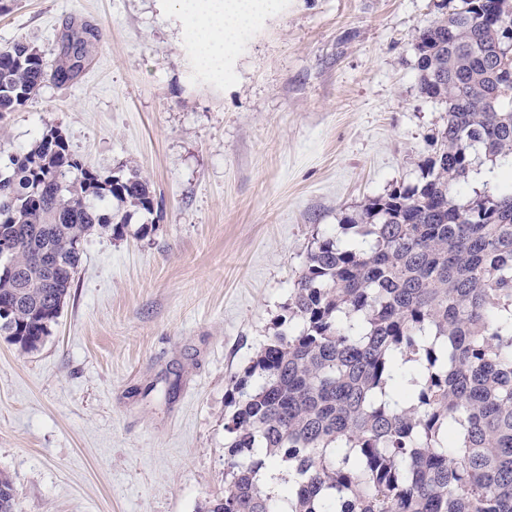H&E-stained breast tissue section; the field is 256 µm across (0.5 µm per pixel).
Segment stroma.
<instances>
[{
  "label": "stroma",
  "mask_w": 512,
  "mask_h": 512,
  "mask_svg": "<svg viewBox=\"0 0 512 512\" xmlns=\"http://www.w3.org/2000/svg\"><path fill=\"white\" fill-rule=\"evenodd\" d=\"M439 2L279 0L219 79L163 0L0 13V46L26 41L50 66L67 25L99 31L77 81L45 83L0 120V144L57 126L86 168L137 173L158 204L85 242L39 349L0 335L15 512H198L223 496L230 380L281 330L317 237L414 185L443 126L413 40Z\"/></svg>",
  "instance_id": "1"
}]
</instances>
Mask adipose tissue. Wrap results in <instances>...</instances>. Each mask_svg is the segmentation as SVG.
<instances>
[{
    "instance_id": "ef3b65f1",
    "label": "adipose tissue",
    "mask_w": 512,
    "mask_h": 512,
    "mask_svg": "<svg viewBox=\"0 0 512 512\" xmlns=\"http://www.w3.org/2000/svg\"><path fill=\"white\" fill-rule=\"evenodd\" d=\"M182 33L201 63L223 68L255 16L274 9L273 0H170Z\"/></svg>"
}]
</instances>
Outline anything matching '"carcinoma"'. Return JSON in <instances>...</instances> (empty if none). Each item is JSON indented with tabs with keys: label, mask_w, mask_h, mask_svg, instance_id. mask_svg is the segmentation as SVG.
Returning <instances> with one entry per match:
<instances>
[{
	"label": "carcinoma",
	"mask_w": 512,
	"mask_h": 512,
	"mask_svg": "<svg viewBox=\"0 0 512 512\" xmlns=\"http://www.w3.org/2000/svg\"><path fill=\"white\" fill-rule=\"evenodd\" d=\"M98 37L69 25L55 66L0 47V119L47 80L74 81ZM422 93L445 122L421 179L368 201L352 237L307 254L288 322L231 381L224 497L205 512H512V0H459L414 34ZM484 152L506 179L462 192ZM155 212L147 181L83 166L45 128L0 170V334L26 352L51 333L99 232ZM286 465L270 494L261 470ZM16 489L0 471V512Z\"/></svg>",
	"instance_id": "cac0c4a2"
}]
</instances>
